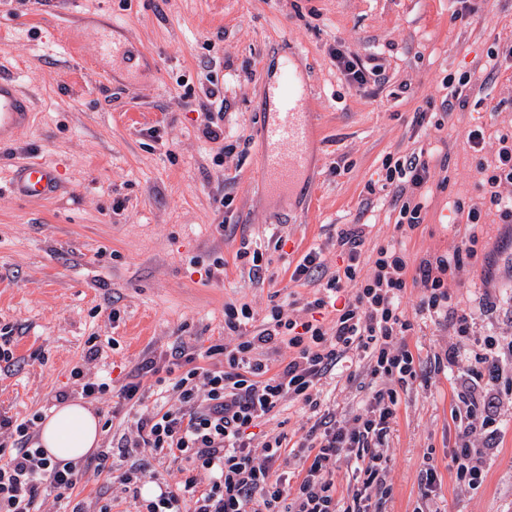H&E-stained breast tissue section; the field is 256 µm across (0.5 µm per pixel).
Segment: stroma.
Listing matches in <instances>:
<instances>
[{"label":"stroma","instance_id":"1","mask_svg":"<svg viewBox=\"0 0 512 512\" xmlns=\"http://www.w3.org/2000/svg\"><path fill=\"white\" fill-rule=\"evenodd\" d=\"M465 5L461 22L455 0H74L65 9L0 0V73L15 78L33 112L31 126L0 146V329H12L18 359L15 371L0 373V412L50 415L77 366L118 385L145 357L222 340L228 303L248 305L259 321L276 304L302 316L316 286L291 274L314 247L335 271L342 225H370L361 257L370 273L374 249L397 235L392 200L368 192L387 157L424 151L433 175L423 221L403 240L409 266L459 245L470 226L456 206L481 196L477 166L495 150L489 140L474 151L467 133L488 123L512 132V62L491 75L484 69L488 51L512 41V0ZM105 37L123 54L102 56ZM293 50L314 135L307 173L292 191H274L261 184L256 155L273 109L268 89ZM337 51L382 65L383 80L351 82ZM465 71L474 86L467 110L438 129L422 123ZM212 82L224 92L220 145L198 129ZM491 101L500 106L492 118ZM32 160L63 173L57 195L39 203L9 190L14 170ZM280 237L287 244L278 253ZM244 238L265 248L267 281L237 258ZM449 283L455 312L469 322V353L512 332V225L485 216L477 257ZM422 295L407 288L402 307L415 325L408 346L425 362L457 336L418 315ZM93 341L102 351L88 363ZM367 384L359 366L327 377L337 420L358 411ZM467 384L461 364L401 391L386 474L392 492L377 512H413L430 459L441 477L439 512H512V398L502 399L495 433L471 438L479 487L458 484L450 467ZM143 463L152 472L145 486L180 477L177 463L148 448L103 461L92 453L78 462L72 496L90 512L104 497L112 512H134L118 478Z\"/></svg>","mask_w":512,"mask_h":512}]
</instances>
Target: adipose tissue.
<instances>
[{
  "mask_svg": "<svg viewBox=\"0 0 512 512\" xmlns=\"http://www.w3.org/2000/svg\"><path fill=\"white\" fill-rule=\"evenodd\" d=\"M97 416L82 402H69L55 408L43 422L39 441L51 461L76 460L88 455L98 444Z\"/></svg>",
  "mask_w": 512,
  "mask_h": 512,
  "instance_id": "ef3b65f1",
  "label": "adipose tissue"
}]
</instances>
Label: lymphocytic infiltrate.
I'll return each mask as SVG.
<instances>
[{"label": "lymphocytic infiltrate", "instance_id": "f902f5d3", "mask_svg": "<svg viewBox=\"0 0 512 512\" xmlns=\"http://www.w3.org/2000/svg\"><path fill=\"white\" fill-rule=\"evenodd\" d=\"M385 185L395 192L399 208L396 228L412 232L421 222L423 205L416 192L431 179L423 153H411L385 163ZM483 194L468 207L473 226L467 240L452 252L422 259L409 267L399 242L377 246L373 272L360 275V258L367 225L348 224L336 236L346 256L343 267L327 273L317 250L308 251L295 266L297 282L320 281L305 309L308 319L285 317L282 306H273L258 330H250L254 314L248 305L224 306V330L235 335V345L216 342L205 350L180 346L173 354L183 372L173 381H159L152 407L140 382L126 379L120 386L119 408L130 429L116 442L119 454L149 448L181 462L182 478L151 499L134 502L135 512H372V495H389V435L397 419L399 391L419 377L421 363L408 347L414 330L401 300L408 286L423 288L419 315L438 322L451 308L448 276L477 254L475 231L482 214L497 209L502 223H512V133H499L493 165L480 166ZM512 350V338L489 342L488 352L464 360L461 345H453L434 360L442 371L467 361L474 388L482 400L467 403L457 422L463 443L452 461L455 478L470 487L482 481L472 463L465 438L475 421L494 426V399L488 389L506 386L495 362L497 345ZM287 347V364L271 369L263 353ZM364 366L376 389L364 407L341 424L325 414L327 394L322 381L345 363ZM289 400L318 417L307 433L289 441L287 433L267 435L263 461L253 455V428L282 401ZM36 419L23 421L0 413V512H39L42 494L64 495L78 483L81 473L72 463H51L39 442ZM352 461L357 487L339 495L332 463ZM298 460L297 475L280 465Z\"/></svg>", "mask_w": 512, "mask_h": 512}]
</instances>
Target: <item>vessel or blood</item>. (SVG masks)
Listing matches in <instances>:
<instances>
[{"mask_svg": "<svg viewBox=\"0 0 512 512\" xmlns=\"http://www.w3.org/2000/svg\"><path fill=\"white\" fill-rule=\"evenodd\" d=\"M282 70L284 77L277 89L279 110L264 125L259 155L260 178L275 189L292 187L307 170L311 136L308 88L298 80L293 57L284 59ZM30 118V103L16 82L0 77V141L11 140L28 127ZM59 185L57 166L33 161L17 167L10 191L22 200H41L53 197Z\"/></svg>", "mask_w": 512, "mask_h": 512, "instance_id": "b4317fda", "label": "vessel or blood"}]
</instances>
